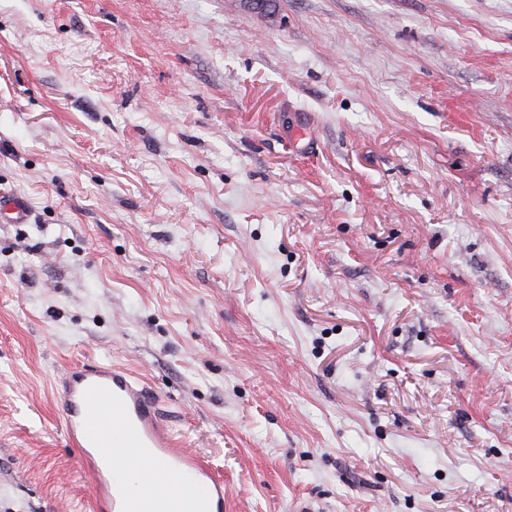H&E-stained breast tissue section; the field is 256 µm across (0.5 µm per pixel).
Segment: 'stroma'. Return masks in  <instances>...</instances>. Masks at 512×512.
Wrapping results in <instances>:
<instances>
[{"label": "stroma", "instance_id": "obj_1", "mask_svg": "<svg viewBox=\"0 0 512 512\" xmlns=\"http://www.w3.org/2000/svg\"><path fill=\"white\" fill-rule=\"evenodd\" d=\"M0 512H89L66 367L224 512H512V0H0ZM30 220V209L26 202L4 192L0 193V222L3 224H26Z\"/></svg>", "mask_w": 512, "mask_h": 512}]
</instances>
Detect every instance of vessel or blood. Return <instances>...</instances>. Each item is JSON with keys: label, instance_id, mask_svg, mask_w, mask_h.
Masks as SVG:
<instances>
[{"label": "vessel or blood", "instance_id": "b4317fda", "mask_svg": "<svg viewBox=\"0 0 512 512\" xmlns=\"http://www.w3.org/2000/svg\"><path fill=\"white\" fill-rule=\"evenodd\" d=\"M26 202L0 193V222L25 224ZM67 443L81 451L94 512H156L174 497L177 512H224V481L185 448L162 418L155 391L109 364L70 368L60 382Z\"/></svg>", "mask_w": 512, "mask_h": 512}]
</instances>
